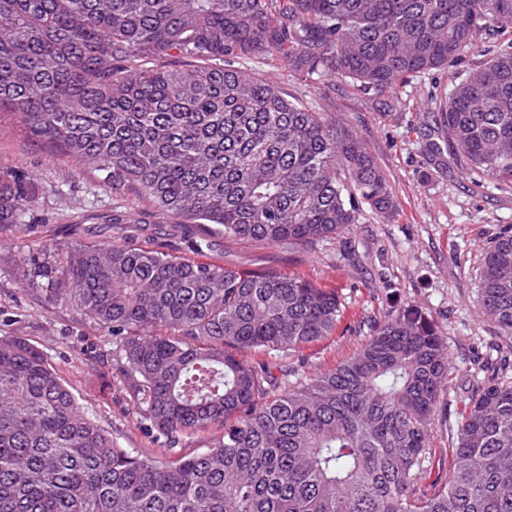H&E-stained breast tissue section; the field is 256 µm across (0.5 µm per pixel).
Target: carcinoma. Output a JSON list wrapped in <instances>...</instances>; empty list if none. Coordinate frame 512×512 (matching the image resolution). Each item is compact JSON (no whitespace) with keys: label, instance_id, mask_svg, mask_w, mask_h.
Instances as JSON below:
<instances>
[{"label":"carcinoma","instance_id":"carcinoma-1","mask_svg":"<svg viewBox=\"0 0 512 512\" xmlns=\"http://www.w3.org/2000/svg\"><path fill=\"white\" fill-rule=\"evenodd\" d=\"M505 33L512 0H0V110L194 229L197 251L216 236L307 245L397 202L356 134L245 63L379 96ZM440 112L469 174L512 187V38ZM34 200L31 179L0 169V228ZM61 274L41 300L112 336V375L166 456L119 447L37 347L0 336V512H512V381L477 386L448 476L431 478L450 362L423 314L371 320L355 357L286 390L294 363L277 381L248 353L328 336L336 293L128 242L74 249ZM478 304L512 334V227L484 250Z\"/></svg>","mask_w":512,"mask_h":512}]
</instances>
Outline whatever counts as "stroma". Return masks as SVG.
<instances>
[{"mask_svg": "<svg viewBox=\"0 0 512 512\" xmlns=\"http://www.w3.org/2000/svg\"><path fill=\"white\" fill-rule=\"evenodd\" d=\"M494 46L485 40L464 54L462 64L398 86L386 109L340 77L314 85L274 62H252L255 76L272 82L284 97L354 131L398 202L395 216L366 215L341 237L308 246L218 238L212 248L192 253L189 238L169 232V218L135 196L117 200L97 172L54 155L28 138L16 115L0 113V168L26 173L37 185L24 223L0 230V336H21L37 346L120 447L159 453L139 428L119 381L95 360L109 354V333L70 307L42 303L38 294L47 280L37 271L53 253L111 239L110 219L123 214L137 226L136 241L164 253L294 272L334 290L342 303L335 330L298 354L307 378L353 357L368 338L370 319L407 308L423 311L441 331L452 366L430 437L436 462L447 465L456 442L452 427L482 365L492 362L512 377V335L476 305L483 251L512 226V188L489 180L475 186L463 162L445 148L437 122L439 104L455 79Z\"/></svg>", "mask_w": 512, "mask_h": 512, "instance_id": "1", "label": "stroma"}]
</instances>
